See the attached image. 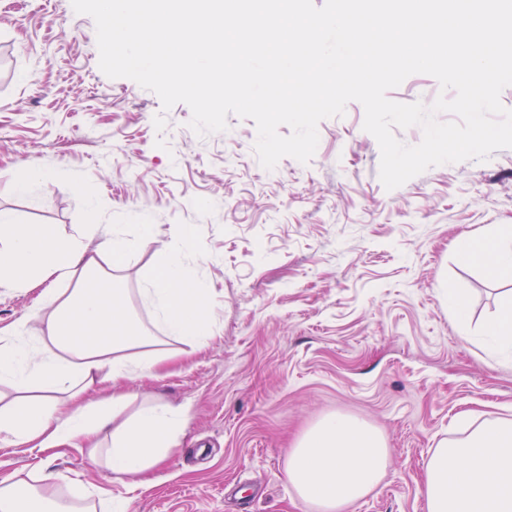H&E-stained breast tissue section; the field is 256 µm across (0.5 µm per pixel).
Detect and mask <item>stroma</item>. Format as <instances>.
I'll use <instances>...</instances> for the list:
<instances>
[{
    "instance_id": "stroma-1",
    "label": "stroma",
    "mask_w": 512,
    "mask_h": 512,
    "mask_svg": "<svg viewBox=\"0 0 512 512\" xmlns=\"http://www.w3.org/2000/svg\"><path fill=\"white\" fill-rule=\"evenodd\" d=\"M364 116L348 103L320 122L308 163L285 157L269 171L253 120L231 115L202 137L187 105L163 110L154 92L105 76L95 23L71 0H0V208L61 234L118 224L132 239L148 216L154 244L116 264L112 285L150 330L140 282L188 228V280L207 288L214 329L156 375L119 381L135 402L156 395L185 411L148 484L108 481L103 458L73 446L0 444V477L34 478L47 458L56 493L97 487L128 512H317L289 485L287 453L336 414L389 449L381 483L345 512H426L420 488L438 443L471 417L512 420V360L482 336L512 303V282L460 260L512 225V148L389 191ZM33 167L48 174L35 202L13 191ZM450 289L468 299L467 324L443 298ZM36 296L0 287V328L24 319L39 332Z\"/></svg>"
}]
</instances>
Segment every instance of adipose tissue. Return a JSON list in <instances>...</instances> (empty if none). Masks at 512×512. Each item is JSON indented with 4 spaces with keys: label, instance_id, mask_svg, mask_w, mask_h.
<instances>
[{
    "label": "adipose tissue",
    "instance_id": "obj_1",
    "mask_svg": "<svg viewBox=\"0 0 512 512\" xmlns=\"http://www.w3.org/2000/svg\"><path fill=\"white\" fill-rule=\"evenodd\" d=\"M137 240L107 227L100 240L33 232L12 211L0 210V285L39 291L34 317L0 329V384L14 399L0 400V441L58 448L82 441L99 449L111 439L106 467L116 479L147 483L171 456L183 428V410L161 400L132 407L119 379L151 374L169 359L167 341L202 348L211 334L204 314V285L188 288L186 261L191 235L165 248L158 273L140 290L162 328L142 330L121 289L93 292L98 278H111L113 261L127 260L153 242L142 224ZM388 467L383 438L362 423L323 417L289 449L286 477L318 512H340L369 494ZM58 479L41 466L34 483L0 478V512H96L97 490L64 497L51 491ZM427 512H512V421L488 419L454 440L441 441L424 472Z\"/></svg>",
    "mask_w": 512,
    "mask_h": 512
}]
</instances>
